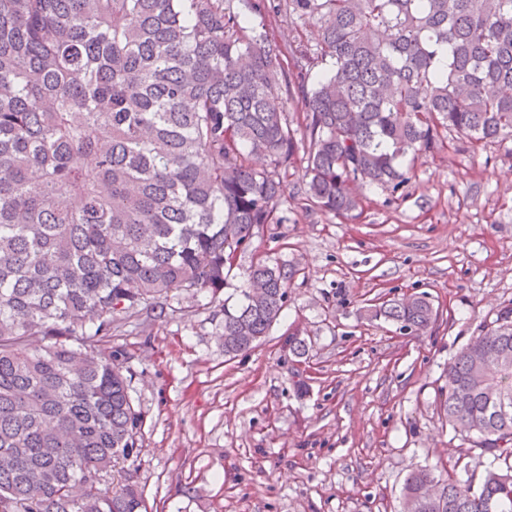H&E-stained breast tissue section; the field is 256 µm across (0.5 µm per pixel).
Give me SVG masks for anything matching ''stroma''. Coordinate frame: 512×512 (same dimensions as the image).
Returning a JSON list of instances; mask_svg holds the SVG:
<instances>
[{
  "label": "stroma",
  "instance_id": "obj_1",
  "mask_svg": "<svg viewBox=\"0 0 512 512\" xmlns=\"http://www.w3.org/2000/svg\"><path fill=\"white\" fill-rule=\"evenodd\" d=\"M285 223L260 227L253 257L299 270L255 348L226 360L219 302L181 294L112 336L143 415L136 477L151 512H398L411 470L481 477L478 451L439 409L443 372L512 303V136L449 135L395 200L367 191L344 222L289 177ZM426 294L425 334L370 321L368 300ZM309 334L310 359L288 350Z\"/></svg>",
  "mask_w": 512,
  "mask_h": 512
}]
</instances>
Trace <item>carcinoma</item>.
I'll use <instances>...</instances> for the list:
<instances>
[{"mask_svg": "<svg viewBox=\"0 0 512 512\" xmlns=\"http://www.w3.org/2000/svg\"><path fill=\"white\" fill-rule=\"evenodd\" d=\"M270 14L318 37L286 45ZM450 132L512 136V0H0V512H147L128 357L104 343L182 291L217 298L286 220L297 157L307 201L355 220L362 189L396 194ZM297 273L250 264L221 305L225 356L266 335ZM365 312L435 322L424 294ZM440 396L483 482L414 470L401 512H512L511 305Z\"/></svg>", "mask_w": 512, "mask_h": 512, "instance_id": "1", "label": "carcinoma"}]
</instances>
